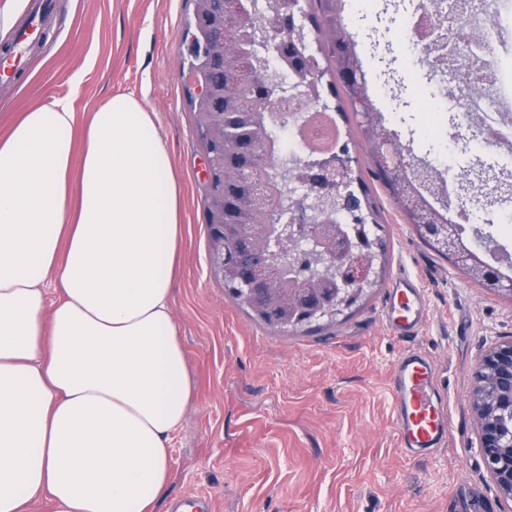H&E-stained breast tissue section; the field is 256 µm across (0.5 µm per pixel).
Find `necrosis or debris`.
<instances>
[{"mask_svg": "<svg viewBox=\"0 0 512 512\" xmlns=\"http://www.w3.org/2000/svg\"><path fill=\"white\" fill-rule=\"evenodd\" d=\"M454 0H413L405 37L416 62L443 77L447 109L454 115L455 147L488 157L512 152V97L503 89L502 53L512 35V0H472L461 19L446 22ZM320 87H292L274 99L273 107L295 114L288 127L292 141L286 155L295 176L290 188L308 191L301 177L311 163L336 152L345 132L332 112L321 109ZM430 168L445 171L443 189L456 196L455 222L480 223L484 208L478 196L464 193L462 173L433 158Z\"/></svg>", "mask_w": 512, "mask_h": 512, "instance_id": "obj_1", "label": "necrosis or debris"}]
</instances>
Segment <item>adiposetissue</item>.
<instances>
[{"mask_svg":"<svg viewBox=\"0 0 512 512\" xmlns=\"http://www.w3.org/2000/svg\"><path fill=\"white\" fill-rule=\"evenodd\" d=\"M181 189L130 93L0 134V512H154L196 383L171 296Z\"/></svg>","mask_w":512,"mask_h":512,"instance_id":"1","label":"adipose tissue"}]
</instances>
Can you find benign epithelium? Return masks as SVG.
I'll list each match as a JSON object with an SVG mask.
<instances>
[{"mask_svg":"<svg viewBox=\"0 0 512 512\" xmlns=\"http://www.w3.org/2000/svg\"><path fill=\"white\" fill-rule=\"evenodd\" d=\"M269 10L277 30L291 39L296 30L298 0H270ZM216 50L235 47L232 26L226 22L214 34ZM378 160L394 174H402L400 186L413 179H433L432 171L405 175L404 147L392 137L371 144ZM310 177L316 188L312 209L309 196L293 199L287 220L281 224H238L240 242L224 250V225L216 224L219 248L213 258L223 276L235 282L241 300L261 319L272 317L283 326L311 324L336 313L347 290L366 284L371 267L354 269L348 241L336 233L335 215L344 209L338 197L324 191L333 180H341L344 168L333 157L316 164ZM430 224L432 244L452 256L456 265L481 280L493 291L512 293V281L502 280L462 241L457 225L434 208L423 211ZM472 393L475 423L486 467L500 492L512 497V441L501 436L497 419L512 413V341L490 347L475 372Z\"/></svg>","mask_w":512,"mask_h":512,"instance_id":"7a95c632","label":"benign epithelium"}]
</instances>
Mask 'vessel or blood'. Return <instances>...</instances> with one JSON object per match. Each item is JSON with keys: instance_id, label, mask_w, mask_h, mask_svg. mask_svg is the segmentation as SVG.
I'll list each match as a JSON object with an SVG mask.
<instances>
[{"instance_id": "obj_1", "label": "vessel or blood", "mask_w": 512, "mask_h": 512, "mask_svg": "<svg viewBox=\"0 0 512 512\" xmlns=\"http://www.w3.org/2000/svg\"><path fill=\"white\" fill-rule=\"evenodd\" d=\"M53 0H33L32 24L16 32L9 53L0 54V81L13 79L22 58L39 37L38 22L52 12ZM427 318V300L415 280L398 273L388 291L386 325L402 339L418 336ZM435 368L430 357L409 349L397 360L391 375L395 397L394 427L399 444L409 454L443 448L448 441V410L435 388Z\"/></svg>"}]
</instances>
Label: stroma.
Segmentation results:
<instances>
[{
  "instance_id": "obj_1",
  "label": "stroma",
  "mask_w": 512,
  "mask_h": 512,
  "mask_svg": "<svg viewBox=\"0 0 512 512\" xmlns=\"http://www.w3.org/2000/svg\"><path fill=\"white\" fill-rule=\"evenodd\" d=\"M300 6L325 70L322 102L348 132L357 213L378 223L386 244L374 263L378 287L333 325L267 326L232 297L212 262L205 153L183 81L195 0H63L34 64L13 83H0V129L56 95L75 92L84 114L125 92L155 115L173 154L183 192L173 311L197 391L172 443L173 480L156 512H170L171 502L192 494L213 497L219 512H512V499L487 470L469 402L482 356L494 343L512 341V296L483 288L427 246L372 175V149L332 74L331 38L315 29L320 6ZM409 10L410 0H355L343 19L366 79L378 89L375 110L402 144L430 157L442 143L426 135L419 114L441 84L399 39ZM77 73L83 81L76 89ZM502 165L491 162L503 188L485 223L464 235L472 250L482 248L477 233L497 234L499 214L512 210V172ZM402 271L428 301L427 321L407 343L388 332L384 313ZM411 348L433 360L450 420L445 448L412 457L399 446L391 389L393 366Z\"/></svg>"
}]
</instances>
